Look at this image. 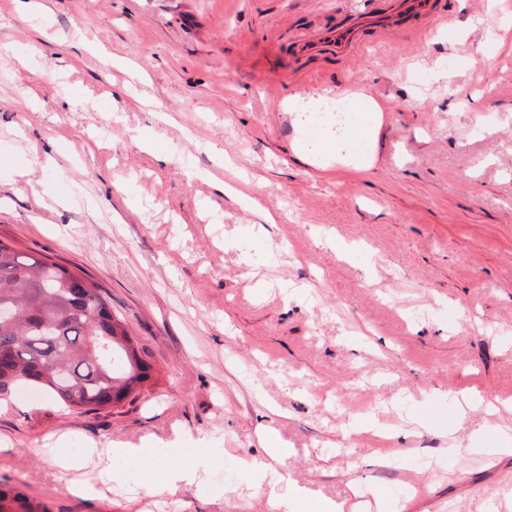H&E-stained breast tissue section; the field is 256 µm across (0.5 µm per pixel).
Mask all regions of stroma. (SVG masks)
Returning a JSON list of instances; mask_svg holds the SVG:
<instances>
[{
  "label": "stroma",
  "mask_w": 512,
  "mask_h": 512,
  "mask_svg": "<svg viewBox=\"0 0 512 512\" xmlns=\"http://www.w3.org/2000/svg\"><path fill=\"white\" fill-rule=\"evenodd\" d=\"M384 2L0 0V241L97 283L151 366L99 412L15 389L0 483L51 512H272L275 442L308 504L511 512L512 413L478 402L512 403V0L298 52ZM319 87L386 105L369 170L295 155L283 103ZM59 438L191 448L208 478L156 489L130 460L137 499L85 496L97 467ZM287 452L286 448H267L269 461L261 464L259 467V476L262 481H267L273 487L287 485L288 478H285L272 464V460L276 461L280 456Z\"/></svg>",
  "instance_id": "stroma-1"
}]
</instances>
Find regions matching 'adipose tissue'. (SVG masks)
<instances>
[{
	"label": "adipose tissue",
	"instance_id": "1",
	"mask_svg": "<svg viewBox=\"0 0 512 512\" xmlns=\"http://www.w3.org/2000/svg\"><path fill=\"white\" fill-rule=\"evenodd\" d=\"M339 105L343 121L338 131H330L325 126L304 134L295 140L294 150L302 160L323 168L332 165L366 170L372 167L384 106L375 98L356 91L334 92L327 88L312 92L289 95L286 106L297 115L307 112H320L328 105ZM102 459L96 484L79 486L82 494L93 492L95 485L111 486L123 482L125 473L115 468L118 460L155 461L156 451L152 448H88L79 457L62 456V463L69 468L79 469L93 459Z\"/></svg>",
	"mask_w": 512,
	"mask_h": 512
}]
</instances>
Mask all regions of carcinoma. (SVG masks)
<instances>
[{
	"label": "carcinoma",
	"instance_id": "1",
	"mask_svg": "<svg viewBox=\"0 0 512 512\" xmlns=\"http://www.w3.org/2000/svg\"><path fill=\"white\" fill-rule=\"evenodd\" d=\"M0 397L18 385L84 413L135 397L151 376L101 289L67 266L0 241ZM0 512H49L0 484Z\"/></svg>",
	"mask_w": 512,
	"mask_h": 512
}]
</instances>
